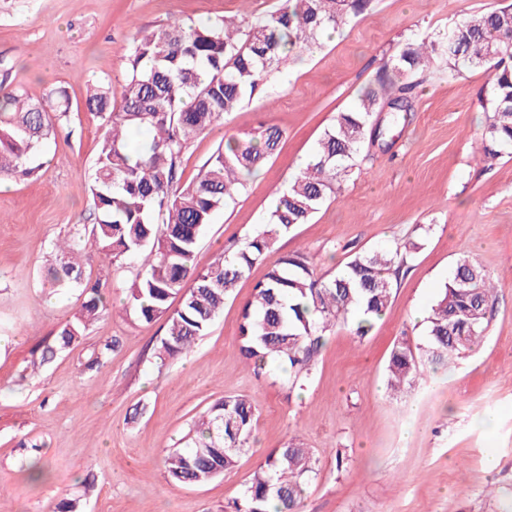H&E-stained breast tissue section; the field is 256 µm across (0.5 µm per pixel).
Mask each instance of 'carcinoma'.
Returning <instances> with one entry per match:
<instances>
[{"mask_svg": "<svg viewBox=\"0 0 512 512\" xmlns=\"http://www.w3.org/2000/svg\"><path fill=\"white\" fill-rule=\"evenodd\" d=\"M370 0H281V6L241 21L224 17L205 25L173 22L138 31L127 56V79L120 102L98 80L86 107L102 121L100 146L91 165L93 206L91 247L117 264L140 261L124 309L145 321L167 316L160 355L175 357L207 335L237 283L264 261L277 239L308 223L336 182L352 169L366 139L379 136L373 116L387 104L409 111V79L440 59L448 81L464 68L491 76L483 161L512 151V3L469 14L448 30L406 43L392 59L379 88L365 93L317 142L306 167L276 193L268 223L240 245L227 249L206 269L196 250L213 214L233 202L244 175L274 154L281 134L268 127L255 143L217 149L197 176L183 181L185 152L197 137L236 111L292 54L308 50L320 33L336 30L362 13ZM68 106L34 100L0 85V179L30 178L41 169L37 156L67 118ZM418 249L406 241L390 249L355 254L330 278H317L306 257H281L254 287L243 312L241 352L261 374L270 361L293 385L312 374L325 333L354 321L353 335L365 336L382 316L400 273L401 255ZM55 283L79 288L86 300L77 316L59 327L55 340L65 348L107 309L100 281L82 277L68 261L51 271ZM497 285L479 264L460 258L451 281L437 296L426 323L427 341L407 337L394 343L386 367L390 390L411 389L427 376L469 355L485 338ZM181 296L171 312L170 299ZM256 408L244 396L215 402L197 426L192 446L165 459L170 481L201 485L232 469L248 447ZM316 473L310 449L289 442L270 452L229 512H303L306 483Z\"/></svg>", "mask_w": 512, "mask_h": 512, "instance_id": "1", "label": "carcinoma"}]
</instances>
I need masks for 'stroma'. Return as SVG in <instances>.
I'll list each match as a JSON object with an SVG mask.
<instances>
[{"label":"stroma","mask_w":512,"mask_h":512,"mask_svg":"<svg viewBox=\"0 0 512 512\" xmlns=\"http://www.w3.org/2000/svg\"><path fill=\"white\" fill-rule=\"evenodd\" d=\"M500 0H370L367 9L279 67L266 86L198 137L182 159L184 179L226 144L262 128L281 133L272 157L203 231L198 268L267 223L277 189L302 169L338 113L350 109L405 43L445 29ZM280 0H0V83L38 100L65 94L66 121L44 147L46 163L0 192V512H222L267 453L288 440L310 448L317 473L303 512H512V154L482 161L490 76L449 81L438 64L416 75L414 110L366 143L350 175L309 223L278 238L241 280L207 336L159 359L165 318L120 313L139 268L107 265L90 248L89 170L102 135L85 105L89 83L120 98L136 31L172 21L203 24L274 10ZM414 239L385 313L364 338L327 332L304 386L278 364L262 374L240 353L242 309L282 256L303 253L328 278L355 253ZM83 254L84 277L105 282L114 311L79 342L54 345L58 326L84 301L52 288L64 260L54 244ZM498 282L484 342L465 360L393 394L385 366L399 338L423 342V320L462 256ZM117 345L92 367L100 345ZM241 394L257 407L249 448L208 483H170L165 456L186 447L195 421L217 400ZM344 465H337V457ZM497 469L487 473V459ZM45 473L31 479L32 463Z\"/></svg>","instance_id":"35a3bbf8"}]
</instances>
